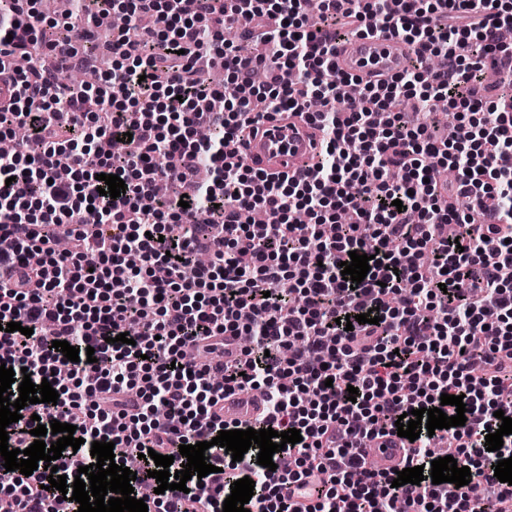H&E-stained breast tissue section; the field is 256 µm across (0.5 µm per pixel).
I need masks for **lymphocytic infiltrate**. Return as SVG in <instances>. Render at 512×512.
Segmentation results:
<instances>
[{
  "label": "lymphocytic infiltrate",
  "instance_id": "obj_1",
  "mask_svg": "<svg viewBox=\"0 0 512 512\" xmlns=\"http://www.w3.org/2000/svg\"><path fill=\"white\" fill-rule=\"evenodd\" d=\"M77 9L120 13L128 25L110 51L111 71L92 86H61L60 72L89 66L75 40L47 39L43 17L19 0H0V137L28 134L0 154V363L50 382L57 403L24 407L9 425L10 448L26 449L33 429L75 422L90 464L93 442L130 456L147 451L187 459L183 445L209 442L216 468L186 491L151 497L152 512H222L229 471L257 488L250 512H512V485L494 475L512 457V434L487 451L496 411L512 418V97L486 100L485 72L512 84V0H74ZM242 24L269 56L224 44ZM403 36L417 55L391 81L366 83V105L337 111L347 76L332 56L350 27ZM221 59L230 87L198 79L197 60ZM436 57L441 67L426 75ZM264 69L257 84L252 75ZM430 112L448 103L451 137L409 125L400 98ZM319 111H311V101ZM305 115L322 134L313 170L275 175L227 149L254 136L263 119ZM131 133L123 153L112 143ZM208 178L198 176L200 161ZM127 188L100 195L99 174ZM187 189V204L162 199L160 181ZM401 207H394V200ZM266 213L243 224V211ZM306 212L305 233L293 224ZM336 233L324 235L323 225ZM67 235L69 249L55 243ZM370 255L364 280L350 285L341 262ZM209 262L197 266L198 254ZM377 310L379 324L341 320ZM133 344L119 342L131 321ZM32 335L5 332L9 322ZM250 336L238 359L185 364L186 346ZM93 348L95 360H67L53 346ZM357 388L348 400L349 388ZM261 390L259 428L299 430L287 444L291 468L258 465V446L233 461L213 439L225 395ZM462 397L465 425L421 433L409 466L435 460V445L469 467L470 482L393 486L362 450L395 431L398 417ZM322 474L309 507L279 486ZM47 471L0 487V512H53Z\"/></svg>",
  "mask_w": 512,
  "mask_h": 512
}]
</instances>
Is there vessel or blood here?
Returning a JSON list of instances; mask_svg holds the SVG:
<instances>
[{
    "instance_id": "obj_1",
    "label": "vessel or blood",
    "mask_w": 512,
    "mask_h": 512,
    "mask_svg": "<svg viewBox=\"0 0 512 512\" xmlns=\"http://www.w3.org/2000/svg\"><path fill=\"white\" fill-rule=\"evenodd\" d=\"M413 55V45L402 39L355 32L337 43L335 62L338 70L367 81L396 76ZM318 150L319 135L315 128L297 119L265 121L256 138L234 148L236 155L247 157L256 167L291 174L306 171L314 163ZM258 400L253 392H238L225 399L220 417L244 424L255 423ZM364 452L388 475L405 463L402 443L391 434L368 443Z\"/></svg>"
}]
</instances>
